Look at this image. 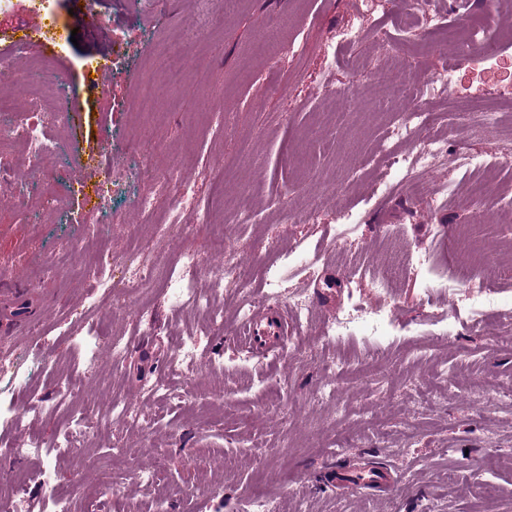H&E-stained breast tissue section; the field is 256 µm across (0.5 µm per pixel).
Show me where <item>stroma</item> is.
<instances>
[{"label":"stroma","instance_id":"obj_1","mask_svg":"<svg viewBox=\"0 0 512 512\" xmlns=\"http://www.w3.org/2000/svg\"><path fill=\"white\" fill-rule=\"evenodd\" d=\"M494 0H423L413 36L394 33L402 0H378L362 14L358 0H239L222 13L220 0H50L49 12L32 0H12L0 12V51L18 24L51 15L55 55L29 51L14 62L15 76L0 86L17 98L28 93L25 77L41 65L45 81L69 88L76 109L64 113L62 145L32 158L15 149L0 158V273H17L27 287L16 307L38 313L30 328L0 333L15 364L0 362V402L36 406L39 414L0 423V449L38 437L52 450V485L70 492L71 512H107L123 499L130 512H249L252 501L271 500L275 512H512V167L492 174L495 192L477 199L444 196L462 174L447 164L426 174L433 198L422 201L403 188L385 190L384 137L388 124L419 108L443 113L459 125L449 140L451 158L490 153L512 140V14L485 24ZM98 14L104 31L86 27L83 14ZM497 42L496 67L478 48L458 54L460 90L481 84L508 88L487 101L495 118L471 114L467 100L394 103L375 111L386 90L368 78L376 68H408L419 84L446 64L445 28L460 17ZM362 29L357 44L340 35ZM391 35L390 52L378 40ZM184 47L185 85L169 89L154 113L138 104L144 78L161 79L170 44ZM110 72L108 92L86 86L89 74ZM308 154L309 171L295 159ZM191 180L197 202L185 205L179 228L154 232L169 211L158 196L153 218L133 202L134 192H153L170 162ZM114 182L98 234L86 226V200L103 182ZM51 188L57 210L36 211L32 184ZM223 188L226 208L214 219L246 270L256 299L272 310H292L299 289H308V320L272 351L240 345L239 309L224 305V326L202 323L191 308L175 304L165 279L192 280L205 290L224 257L211 244L212 221L202 202ZM316 194L324 206L310 224L288 220L293 196ZM484 211L483 236L501 255L478 275L496 288L495 321L484 331L470 327L466 285L430 288L428 273L410 266L393 283L388 300L393 319L386 329L362 326L335 341L325 334L352 304L375 306L373 270L388 248L432 256L438 273L448 270L440 239L459 234ZM357 222L342 228L341 213ZM251 217L238 223L239 214ZM151 243L153 281L134 295L125 314L108 308L89 312L85 273L95 269L119 288L137 244ZM183 250L199 265L184 269ZM280 291L268 295L269 279ZM104 324L130 345L126 365L111 371L107 347L90 330ZM194 337L198 360L181 371L168 362L179 337ZM49 358L50 370L12 386L16 367L31 357ZM347 368L337 376L334 360ZM103 374L94 408L54 407L61 375ZM165 383L179 393L169 403L147 397L148 386ZM149 419L118 428L97 419L113 390ZM77 411L87 427L80 449L63 447L65 421ZM134 449L114 460L113 447ZM395 468L388 493L360 487L336 490L323 480L332 468L356 462ZM160 465L158 487L138 477ZM27 459L0 456V473L12 485L11 512L49 503L29 474Z\"/></svg>","mask_w":512,"mask_h":512}]
</instances>
